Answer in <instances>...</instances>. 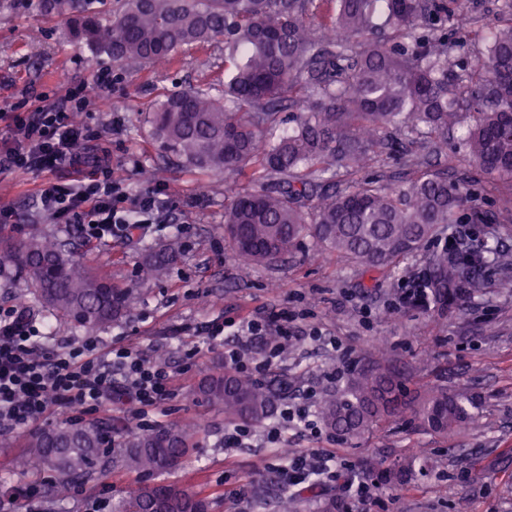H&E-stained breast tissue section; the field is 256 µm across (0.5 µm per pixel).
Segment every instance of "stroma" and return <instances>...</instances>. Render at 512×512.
Returning a JSON list of instances; mask_svg holds the SVG:
<instances>
[{
	"label": "stroma",
	"instance_id": "1",
	"mask_svg": "<svg viewBox=\"0 0 512 512\" xmlns=\"http://www.w3.org/2000/svg\"><path fill=\"white\" fill-rule=\"evenodd\" d=\"M504 2L460 0L472 25L470 32L448 36L452 73L464 74L478 62L486 31L512 21ZM223 68L219 42L187 50L167 71L124 69L77 37L68 17L0 0V108L28 109L39 94L62 95L87 84L91 103L78 118L109 148L113 177L132 194L160 189L171 208L167 227L144 240L88 246L38 212L33 193L44 175L15 171L0 175V206L13 207L22 222L0 227V239L16 241L42 232L74 247L85 265L110 274L114 282L138 280L130 315L96 334L103 344L131 347L172 371L175 395L150 411L146 421L157 427L188 419L204 429L197 448L165 480L203 491L210 512H277L278 497L286 489L280 473L286 460L281 448L267 441L263 424L252 426L247 447H225L231 422L195 393L199 380L223 361L224 349L205 344L200 329L211 321L271 316L284 308L297 317V338L276 367L288 378L289 397L330 390L328 369L342 359L355 367L369 365L374 360L370 345L380 340L388 350L387 367L408 390L440 381L477 403V422L448 438L414 427L406 417L352 441L286 429L289 447L333 456L348 474L370 484L374 501L350 502L351 512H512V269L486 272L480 291L466 295L460 307L444 316L400 301L403 285L426 277L432 254L451 241L462 238L477 245L490 240L512 261V180L480 169L462 141L464 126L426 149L390 128L382 133L386 148L360 172L338 173L337 189L364 181L404 188L423 172L444 173L465 182L477 204L492 214V223L439 225L425 248L383 274L365 273L351 258L326 255L309 235L284 260L245 263L224 236L231 199L224 193L223 176L183 168L158 147L148 121L176 87L204 83ZM100 70L112 78L104 90L92 84ZM167 247L181 253L167 277L141 278L144 255ZM18 303L37 317L48 314L30 294L25 277L12 264H2L0 309ZM314 328L321 331V340L310 338ZM193 346L201 352L187 370L182 351ZM19 452L18 437H0V481L35 488L33 512H113L132 481L130 475L117 474L105 482H75L50 500L43 491L55 484V475L32 482L13 466ZM409 459L426 464L429 475L413 476L402 485L380 484L377 470L398 468Z\"/></svg>",
	"mask_w": 512,
	"mask_h": 512
}]
</instances>
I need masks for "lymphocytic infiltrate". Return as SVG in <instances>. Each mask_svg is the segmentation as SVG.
<instances>
[{
    "mask_svg": "<svg viewBox=\"0 0 512 512\" xmlns=\"http://www.w3.org/2000/svg\"><path fill=\"white\" fill-rule=\"evenodd\" d=\"M84 85L65 95H41L38 106L0 113L7 136L0 140V174L30 171L48 175L34 194L38 211L69 225L84 243L130 239L149 231L159 218L160 198L150 190L128 194L112 176L107 147L85 152L97 140L75 115L86 107ZM246 343L226 345V323L204 328L206 340L224 348V363L266 378L292 339V318L242 320ZM171 374L128 347L99 351L95 337L78 340L44 332L14 305L0 311V436L22 435L49 415L81 420L108 401L121 399L132 422L160 407L171 395Z\"/></svg>",
    "mask_w": 512,
    "mask_h": 512,
    "instance_id": "obj_1",
    "label": "lymphocytic infiltrate"
}]
</instances>
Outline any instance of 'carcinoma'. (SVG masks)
<instances>
[{
	"label": "carcinoma",
	"instance_id": "cac0c4a2",
	"mask_svg": "<svg viewBox=\"0 0 512 512\" xmlns=\"http://www.w3.org/2000/svg\"><path fill=\"white\" fill-rule=\"evenodd\" d=\"M99 0H38L47 14L69 16L77 33L122 68L171 66L189 47L224 41V79L166 96L152 114L154 139L183 166L202 173L253 170L255 188L224 183L233 200L225 232L246 262L273 263L310 233L324 252L348 256L368 273L391 268L422 248L440 224L455 222L469 196L462 184L422 174L408 187L389 190L361 182L334 189L338 171L354 173L382 148L375 133L389 126L431 144L459 122L448 97V26L468 30L470 16L448 0H330L331 30L344 37L322 48L309 16L315 0H124L115 16ZM426 34L409 51L389 32ZM486 53L468 82L473 124L463 139L479 167L512 179V22L485 37ZM315 98L296 127L279 129L285 102ZM0 260L24 272L31 293L60 321L85 328L110 325L128 314L137 282L120 285L75 260L72 251L34 232L0 249ZM178 260L168 248L152 252L142 275L159 279ZM496 245L480 253L446 250L430 264L427 288L445 310L480 289L483 271L499 262ZM285 379L259 383L217 365L196 394L231 422L262 424L273 415ZM443 436L475 420L471 402L442 383L418 401L376 361L342 389L325 392L317 413L337 437L358 438L391 420L398 409ZM200 431L190 425L127 427L112 443V425L62 423L23 436L16 468L45 472L64 486L135 473L119 512H210L201 492L155 478L179 467Z\"/></svg>",
	"mask_w": 512,
	"mask_h": 512
}]
</instances>
